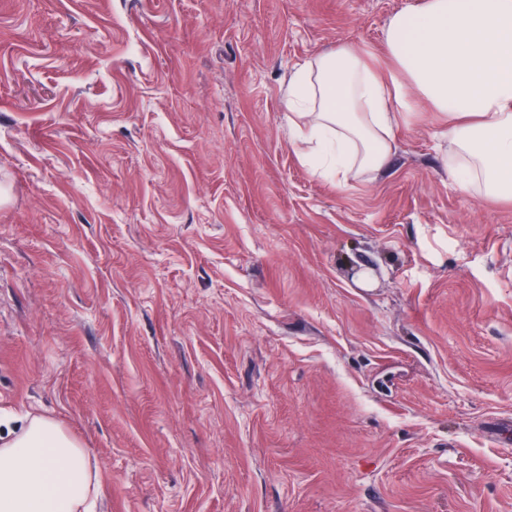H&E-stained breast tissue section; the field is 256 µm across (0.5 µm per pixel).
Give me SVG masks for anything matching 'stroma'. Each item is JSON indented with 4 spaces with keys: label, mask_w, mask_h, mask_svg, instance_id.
<instances>
[{
    "label": "stroma",
    "mask_w": 512,
    "mask_h": 512,
    "mask_svg": "<svg viewBox=\"0 0 512 512\" xmlns=\"http://www.w3.org/2000/svg\"><path fill=\"white\" fill-rule=\"evenodd\" d=\"M425 0H0V414L97 512H512V202L417 103L302 164L288 80Z\"/></svg>",
    "instance_id": "stroma-1"
}]
</instances>
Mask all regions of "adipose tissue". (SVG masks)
<instances>
[{
	"mask_svg": "<svg viewBox=\"0 0 512 512\" xmlns=\"http://www.w3.org/2000/svg\"><path fill=\"white\" fill-rule=\"evenodd\" d=\"M380 73L350 45L288 84L292 144L337 184L385 168L399 117L423 98L448 119V173L459 189L512 201V0H425L384 34ZM97 483L80 443L28 416L0 430V512H92Z\"/></svg>",
	"mask_w": 512,
	"mask_h": 512,
	"instance_id": "ef3b65f1",
	"label": "adipose tissue"
}]
</instances>
